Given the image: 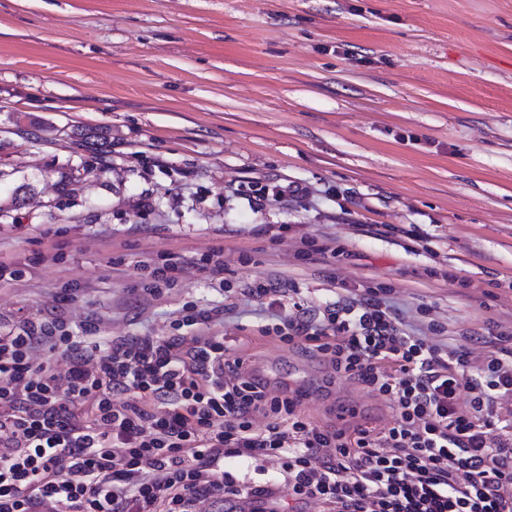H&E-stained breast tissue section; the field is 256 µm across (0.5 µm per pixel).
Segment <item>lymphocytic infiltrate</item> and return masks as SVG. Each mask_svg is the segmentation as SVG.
<instances>
[{
    "mask_svg": "<svg viewBox=\"0 0 512 512\" xmlns=\"http://www.w3.org/2000/svg\"><path fill=\"white\" fill-rule=\"evenodd\" d=\"M188 262H143L145 294L172 287ZM385 293L316 307L270 281L246 290L288 309L262 335L386 402L393 419L376 431L314 423L303 391L270 395L227 359L212 310L185 306L174 336L108 339L59 317L0 332V512H196L284 487L325 512H512V359L492 351L476 366L468 348L407 333ZM272 458L277 482L241 484L224 469Z\"/></svg>",
    "mask_w": 512,
    "mask_h": 512,
    "instance_id": "obj_1",
    "label": "lymphocytic infiltrate"
}]
</instances>
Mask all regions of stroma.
I'll return each mask as SVG.
<instances>
[{"mask_svg":"<svg viewBox=\"0 0 512 512\" xmlns=\"http://www.w3.org/2000/svg\"><path fill=\"white\" fill-rule=\"evenodd\" d=\"M78 126L111 133L100 177ZM254 178L310 195L256 214L230 190ZM304 236L345 251L300 260ZM217 247L223 280L190 266L147 300L141 260ZM0 262L22 271L0 282L5 330L58 315L169 336L184 304L223 308V281L270 277L316 303L390 287L409 330L436 320L481 362L512 328V0H0ZM451 266L460 284L431 278ZM264 322L243 298L212 332L306 390L317 424L390 419L322 358L259 338Z\"/></svg>","mask_w":512,"mask_h":512,"instance_id":"1","label":"stroma"}]
</instances>
